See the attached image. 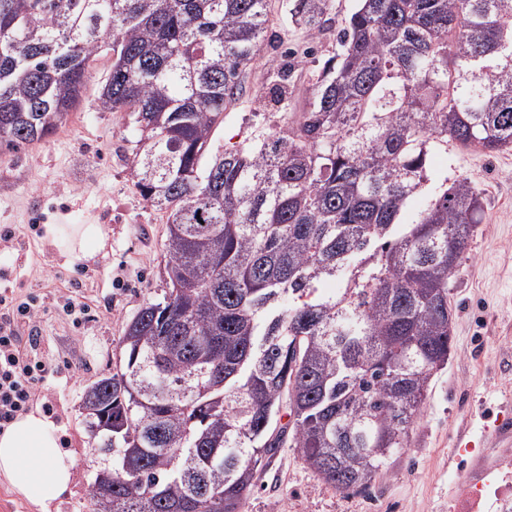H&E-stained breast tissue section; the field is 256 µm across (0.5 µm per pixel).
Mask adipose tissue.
<instances>
[{"mask_svg": "<svg viewBox=\"0 0 512 512\" xmlns=\"http://www.w3.org/2000/svg\"><path fill=\"white\" fill-rule=\"evenodd\" d=\"M73 467L55 423L41 412L18 415L0 430V475L29 503L42 506L67 493Z\"/></svg>", "mask_w": 512, "mask_h": 512, "instance_id": "obj_1", "label": "adipose tissue"}]
</instances>
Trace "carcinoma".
I'll list each match as a JSON object with an SVG mask.
<instances>
[{
  "instance_id": "cac0c4a2",
  "label": "carcinoma",
  "mask_w": 512,
  "mask_h": 512,
  "mask_svg": "<svg viewBox=\"0 0 512 512\" xmlns=\"http://www.w3.org/2000/svg\"><path fill=\"white\" fill-rule=\"evenodd\" d=\"M268 7L0 0V148L52 136L109 55L99 107L135 116V186L167 214L163 300L82 396L112 471L91 512H242L287 444L366 488L448 364L481 196L460 176L402 218L432 152L512 148V0H358L306 110L215 153ZM331 7L288 0L310 36Z\"/></svg>"
}]
</instances>
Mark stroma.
<instances>
[{"label":"stroma","instance_id":"1","mask_svg":"<svg viewBox=\"0 0 512 512\" xmlns=\"http://www.w3.org/2000/svg\"><path fill=\"white\" fill-rule=\"evenodd\" d=\"M356 0H333L334 25L309 37L288 20V0H270L272 24L257 58L243 68L241 96L228 103L213 144L243 141L257 129L304 111L314 73L337 49L336 22ZM291 64L288 82L279 69ZM111 61L99 57L78 107L55 135L0 153V296L29 301L39 313L38 353L52 371L31 409L49 416L76 466L69 493L46 506L20 498L0 476V512H89L98 467L95 442L83 423L84 390L114 371L127 323L161 298L158 265L167 216L135 186L132 152L139 138L127 112L98 107ZM288 100H273L276 86ZM430 180L410 200L413 220L445 179L467 177L482 198L464 259L451 279L452 349L433 378L423 414L400 459L368 487L339 491L302 461L297 449L278 450L259 474L244 512H451L460 477L476 478L480 461L490 477L499 447L484 425L512 418V150L434 151ZM54 224H99L105 246L90 259H68L53 242ZM86 305L84 318L61 311L64 298Z\"/></svg>","mask_w":512,"mask_h":512}]
</instances>
